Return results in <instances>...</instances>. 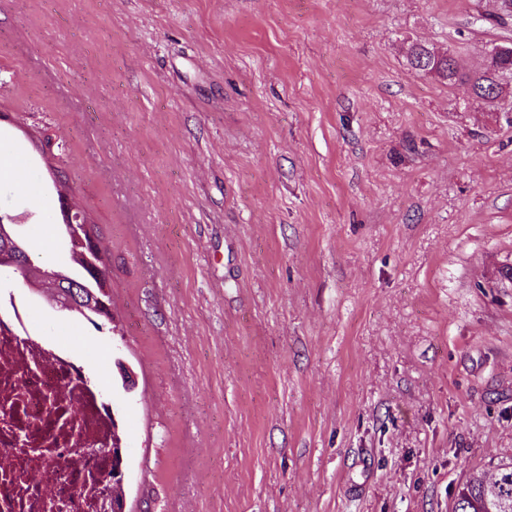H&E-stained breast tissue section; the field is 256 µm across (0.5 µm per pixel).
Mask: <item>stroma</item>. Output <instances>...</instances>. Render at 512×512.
Masks as SVG:
<instances>
[{"label":"stroma","mask_w":512,"mask_h":512,"mask_svg":"<svg viewBox=\"0 0 512 512\" xmlns=\"http://www.w3.org/2000/svg\"><path fill=\"white\" fill-rule=\"evenodd\" d=\"M497 0H0V215L63 257L58 168L115 327L31 300L123 416L128 512H451L512 456V92ZM127 367L136 385L125 391ZM409 46V63L411 67L425 75H431L442 82L454 85L467 83L473 85V95L483 101L489 102L503 92L505 78L512 79V54L508 56L492 57L488 60L486 68L474 74H467L459 69L453 54H437L433 47L419 42ZM490 92H494V97Z\"/></svg>","instance_id":"35a3bbf8"}]
</instances>
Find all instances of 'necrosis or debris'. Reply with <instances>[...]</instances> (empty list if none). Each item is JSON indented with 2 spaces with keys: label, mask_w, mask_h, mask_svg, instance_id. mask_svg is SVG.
I'll return each instance as SVG.
<instances>
[{
  "label": "necrosis or debris",
  "mask_w": 512,
  "mask_h": 512,
  "mask_svg": "<svg viewBox=\"0 0 512 512\" xmlns=\"http://www.w3.org/2000/svg\"><path fill=\"white\" fill-rule=\"evenodd\" d=\"M0 302V512H105L112 409L71 351Z\"/></svg>",
  "instance_id": "obj_1"
}]
</instances>
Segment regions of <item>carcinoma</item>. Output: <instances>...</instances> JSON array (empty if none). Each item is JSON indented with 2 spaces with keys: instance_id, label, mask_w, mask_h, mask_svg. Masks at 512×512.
I'll list each match as a JSON object with an SVG mask.
<instances>
[{
  "instance_id": "obj_1",
  "label": "carcinoma",
  "mask_w": 512,
  "mask_h": 512,
  "mask_svg": "<svg viewBox=\"0 0 512 512\" xmlns=\"http://www.w3.org/2000/svg\"><path fill=\"white\" fill-rule=\"evenodd\" d=\"M409 63L413 69L450 85H473V95L485 103L492 99L491 93L503 92L504 79H512V54L492 57L483 71L467 74L459 69L453 55H440L434 48L420 43L409 46ZM94 228L93 224L58 225L68 247L70 262L52 271L33 264L17 268L15 255L28 251L27 243L16 236L14 245L7 248L0 240V284L13 279L18 273L31 287L56 296L80 283L85 287V303L67 307L65 311L98 330L102 329L112 323V290L106 255H101L95 270H90L92 255L88 244L96 236ZM452 512H512V459L500 460L487 468H476L466 473L455 488Z\"/></svg>"
}]
</instances>
